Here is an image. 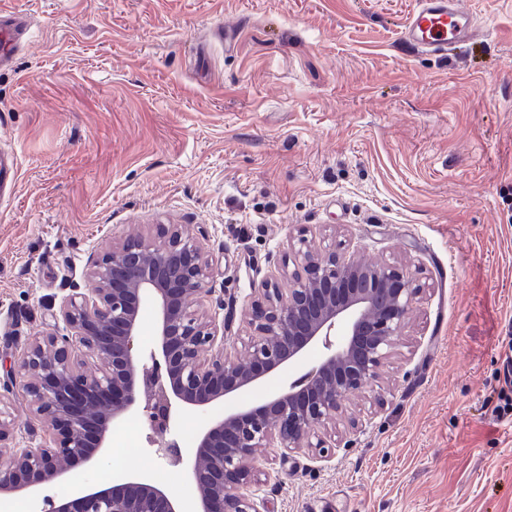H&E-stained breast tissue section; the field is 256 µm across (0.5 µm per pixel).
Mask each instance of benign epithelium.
<instances>
[{"label":"benign epithelium","mask_w":512,"mask_h":512,"mask_svg":"<svg viewBox=\"0 0 512 512\" xmlns=\"http://www.w3.org/2000/svg\"><path fill=\"white\" fill-rule=\"evenodd\" d=\"M299 224L280 272L254 288L241 316L247 341L227 346L235 315L214 286L209 230L151 224L98 250L87 276L54 314L69 332L25 343L17 367L0 381V499L37 496L73 483L71 496L43 497L41 512H185L168 486L141 475L88 480L77 462L100 468L112 429L131 417L148 426L172 464L195 488V512H267L259 495L271 472L256 465L265 448L281 459L307 451L330 459L350 447L363 409L347 404L366 390L377 404L408 335L425 285L403 260L369 264L338 241L324 247ZM155 313V343L140 350L141 317ZM315 366L272 394L259 392L284 368ZM20 395L49 434L39 448L11 445L4 408ZM253 395L243 402L239 397ZM224 411L198 431L189 457L169 438L183 412Z\"/></svg>","instance_id":"obj_1"}]
</instances>
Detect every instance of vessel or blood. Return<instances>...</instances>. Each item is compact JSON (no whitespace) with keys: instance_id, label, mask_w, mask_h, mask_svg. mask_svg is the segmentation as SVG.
Returning a JSON list of instances; mask_svg holds the SVG:
<instances>
[{"instance_id":"b4317fda","label":"vessel or blood","mask_w":512,"mask_h":512,"mask_svg":"<svg viewBox=\"0 0 512 512\" xmlns=\"http://www.w3.org/2000/svg\"><path fill=\"white\" fill-rule=\"evenodd\" d=\"M472 31L473 17L458 0H416L400 39L418 53L444 55L450 47L469 42ZM25 33L24 20L0 7V64L11 60Z\"/></svg>"}]
</instances>
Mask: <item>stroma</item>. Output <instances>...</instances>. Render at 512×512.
<instances>
[{"label":"stroma","instance_id":"obj_1","mask_svg":"<svg viewBox=\"0 0 512 512\" xmlns=\"http://www.w3.org/2000/svg\"><path fill=\"white\" fill-rule=\"evenodd\" d=\"M463 5L481 45L437 56L400 42L414 0H0L26 19L0 65V377L105 243L207 225L240 312L305 224L429 290L384 406L334 458L276 462L268 512H512V0ZM150 436L116 427L106 475L193 501Z\"/></svg>","mask_w":512,"mask_h":512}]
</instances>
